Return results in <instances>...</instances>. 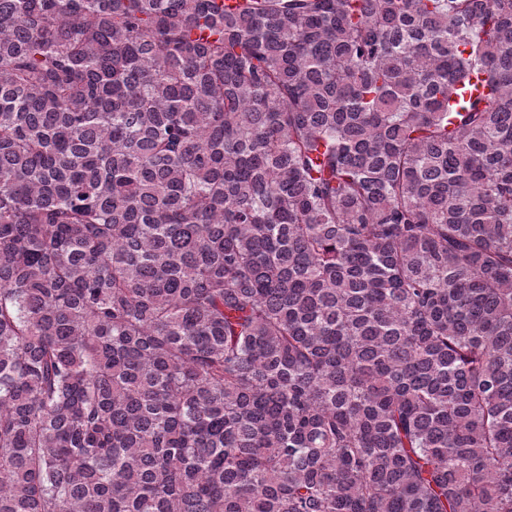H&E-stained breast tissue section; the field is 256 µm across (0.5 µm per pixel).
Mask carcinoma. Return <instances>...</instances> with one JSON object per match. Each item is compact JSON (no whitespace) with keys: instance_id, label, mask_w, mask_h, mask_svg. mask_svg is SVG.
<instances>
[{"instance_id":"carcinoma-1","label":"carcinoma","mask_w":512,"mask_h":512,"mask_svg":"<svg viewBox=\"0 0 512 512\" xmlns=\"http://www.w3.org/2000/svg\"><path fill=\"white\" fill-rule=\"evenodd\" d=\"M0 512H512V0H0Z\"/></svg>"}]
</instances>
